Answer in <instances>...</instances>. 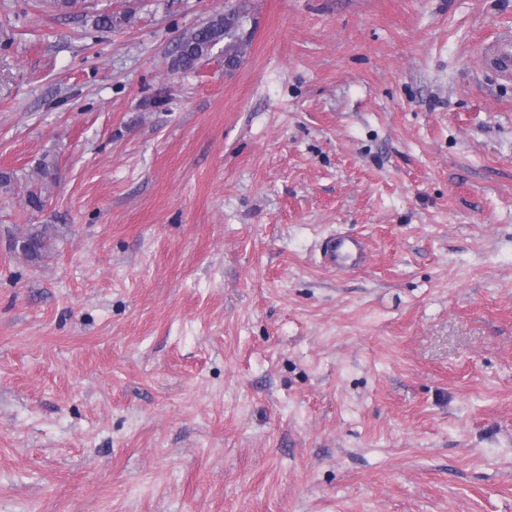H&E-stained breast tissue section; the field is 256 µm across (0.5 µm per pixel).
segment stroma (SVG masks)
<instances>
[{
    "instance_id": "1",
    "label": "stroma",
    "mask_w": 512,
    "mask_h": 512,
    "mask_svg": "<svg viewBox=\"0 0 512 512\" xmlns=\"http://www.w3.org/2000/svg\"><path fill=\"white\" fill-rule=\"evenodd\" d=\"M230 8L239 64L173 69ZM507 32L512 0H0V512H512ZM487 56L505 76L512 73V39L510 35L502 37L487 52ZM37 179L31 182L27 190V204L35 210L43 209L45 196L49 184L56 179V163L53 159L43 157L37 165ZM53 229L52 224L31 225L20 241V249L24 255L31 260H39L49 252L56 236ZM322 258L338 269L361 267L366 262L361 242L347 236L327 239L322 246Z\"/></svg>"
}]
</instances>
